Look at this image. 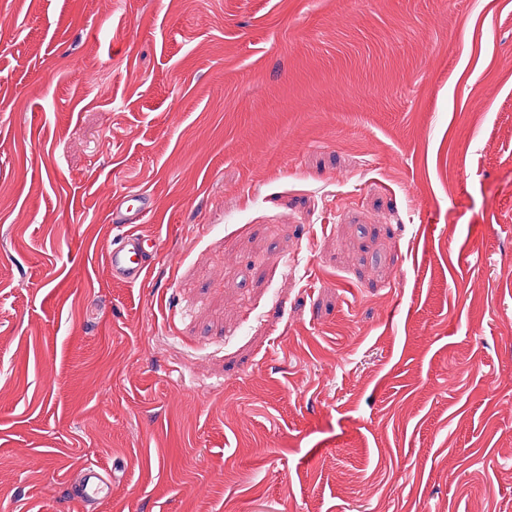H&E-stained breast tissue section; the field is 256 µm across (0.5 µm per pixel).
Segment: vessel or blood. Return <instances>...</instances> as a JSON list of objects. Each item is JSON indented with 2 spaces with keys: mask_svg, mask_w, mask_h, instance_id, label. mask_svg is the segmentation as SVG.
Wrapping results in <instances>:
<instances>
[{
  "mask_svg": "<svg viewBox=\"0 0 512 512\" xmlns=\"http://www.w3.org/2000/svg\"><path fill=\"white\" fill-rule=\"evenodd\" d=\"M152 210L150 194L142 192L120 197L112 212V221L118 224L120 233L107 253V263L112 276L127 284L142 282L155 251L150 250L146 236L138 233L136 226ZM112 483L102 468L85 467L80 484V497L91 504L110 497Z\"/></svg>",
  "mask_w": 512,
  "mask_h": 512,
  "instance_id": "b4317fda",
  "label": "vessel or blood"
}]
</instances>
